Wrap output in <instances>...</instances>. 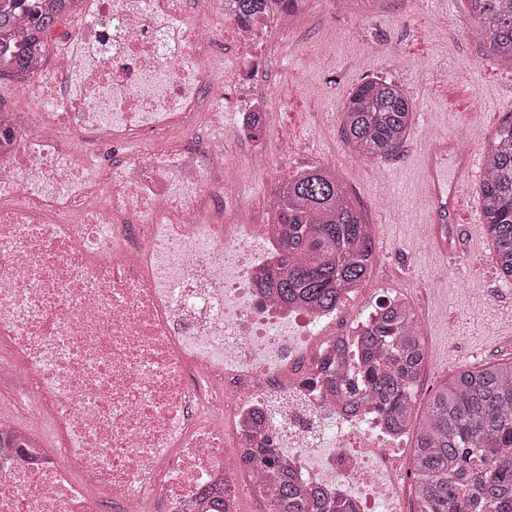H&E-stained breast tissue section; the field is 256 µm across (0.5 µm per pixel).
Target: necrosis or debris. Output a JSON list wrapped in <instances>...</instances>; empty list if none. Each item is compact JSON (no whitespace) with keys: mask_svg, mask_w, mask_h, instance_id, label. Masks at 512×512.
<instances>
[{"mask_svg":"<svg viewBox=\"0 0 512 512\" xmlns=\"http://www.w3.org/2000/svg\"><path fill=\"white\" fill-rule=\"evenodd\" d=\"M307 0L241 24L200 0H78L42 35L0 114V512H204L233 499L256 421L288 468L353 512H404L403 431L330 394L326 363L360 327L326 335L256 286L279 259L274 219L246 221L230 148L262 163L258 92ZM239 76L213 71L225 28ZM39 120L19 129L17 112Z\"/></svg>","mask_w":512,"mask_h":512,"instance_id":"obj_1","label":"necrosis or debris"}]
</instances>
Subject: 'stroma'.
Here are the masks:
<instances>
[{
  "mask_svg": "<svg viewBox=\"0 0 512 512\" xmlns=\"http://www.w3.org/2000/svg\"><path fill=\"white\" fill-rule=\"evenodd\" d=\"M313 0L292 32L277 36L279 54L260 91L269 105L267 164L246 170L244 216H265L278 186L310 167H330L378 225L376 257L362 295L343 323L365 318L381 297L405 296L427 342L415 391L425 408L436 388L461 367L512 358V334L500 314L512 310L489 243L475 244L469 220L454 230L460 253L442 256L418 231L426 214L418 170L428 128L483 150L487 136L512 113V67L486 57L468 35L467 0ZM401 83L415 101L413 125L386 158L360 159L341 135V107L365 80Z\"/></svg>",
  "mask_w": 512,
  "mask_h": 512,
  "instance_id": "1",
  "label": "stroma"
}]
</instances>
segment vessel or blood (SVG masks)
Wrapping results in <instances>:
<instances>
[{
    "label": "vessel or blood",
    "instance_id": "b4317fda",
    "mask_svg": "<svg viewBox=\"0 0 512 512\" xmlns=\"http://www.w3.org/2000/svg\"><path fill=\"white\" fill-rule=\"evenodd\" d=\"M483 165L472 145L448 137L426 144L420 166L423 205L428 212L429 235L441 252L453 249L454 225L468 201L471 179Z\"/></svg>",
    "mask_w": 512,
    "mask_h": 512
}]
</instances>
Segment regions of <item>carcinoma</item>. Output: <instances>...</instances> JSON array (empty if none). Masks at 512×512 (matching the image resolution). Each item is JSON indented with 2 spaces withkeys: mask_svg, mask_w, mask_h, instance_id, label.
<instances>
[{
  "mask_svg": "<svg viewBox=\"0 0 512 512\" xmlns=\"http://www.w3.org/2000/svg\"><path fill=\"white\" fill-rule=\"evenodd\" d=\"M64 0H44L30 11L33 26L17 25L19 9L0 0V79L25 69L29 54L44 50L35 34L52 25ZM479 42L495 60L512 65V0H469ZM269 0H234L240 22L268 12ZM415 103L402 85L375 77L361 83L342 110L344 142L362 159L393 152L413 123ZM489 170L479 200L483 233L491 243L501 280L512 285V113L488 136ZM275 221L286 229L280 267L263 273L257 286L272 297L319 310L336 306L342 291L363 282L374 257L372 225L336 171L308 168L279 186ZM365 322L359 338L360 367L344 363L330 374L340 398L356 407L373 405L391 422L414 428L412 471L417 512H467L469 496L512 512V361L463 367L431 396L419 418L415 388L426 359L423 330L403 303ZM245 462L258 473L255 493L268 512H336V503L299 484L281 449L261 434L250 439Z\"/></svg>",
  "mask_w": 512,
  "mask_h": 512,
  "instance_id": "1",
  "label": "carcinoma"
}]
</instances>
